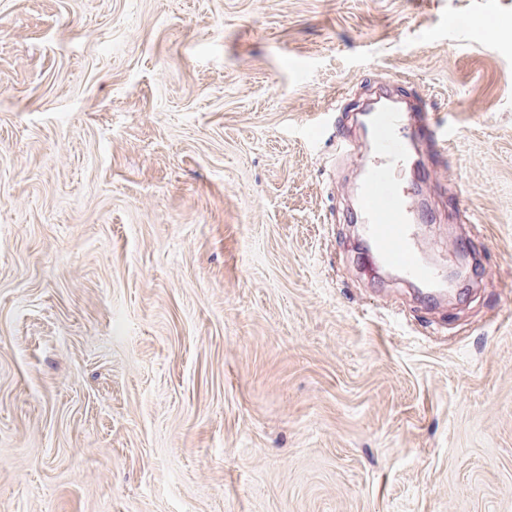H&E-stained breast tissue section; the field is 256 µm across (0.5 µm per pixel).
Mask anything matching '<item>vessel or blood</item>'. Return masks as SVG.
<instances>
[{"mask_svg": "<svg viewBox=\"0 0 512 512\" xmlns=\"http://www.w3.org/2000/svg\"><path fill=\"white\" fill-rule=\"evenodd\" d=\"M372 128L377 159L367 167L359 188L364 231L384 262L410 279L434 283L435 272L420 261L415 246L413 226L419 217L389 178L390 169L403 159L408 142L400 110L392 106L377 109Z\"/></svg>", "mask_w": 512, "mask_h": 512, "instance_id": "vessel-or-blood-1", "label": "vessel or blood"}]
</instances>
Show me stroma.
I'll list each match as a JSON object with an SVG mask.
<instances>
[{"instance_id":"obj_1","label":"stroma","mask_w":512,"mask_h":512,"mask_svg":"<svg viewBox=\"0 0 512 512\" xmlns=\"http://www.w3.org/2000/svg\"><path fill=\"white\" fill-rule=\"evenodd\" d=\"M381 89L464 303L358 242ZM0 512H512V0H0Z\"/></svg>"}]
</instances>
